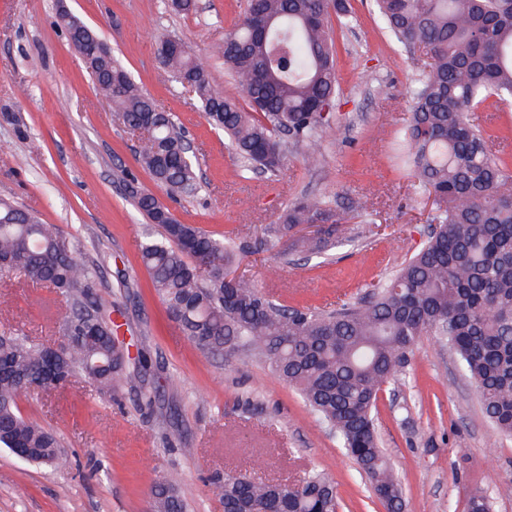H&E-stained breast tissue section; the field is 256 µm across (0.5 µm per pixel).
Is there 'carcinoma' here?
<instances>
[{
  "instance_id": "carcinoma-1",
  "label": "carcinoma",
  "mask_w": 512,
  "mask_h": 512,
  "mask_svg": "<svg viewBox=\"0 0 512 512\" xmlns=\"http://www.w3.org/2000/svg\"><path fill=\"white\" fill-rule=\"evenodd\" d=\"M332 9L348 15L344 0H249L247 17L218 48L240 88L236 97L214 88L186 42L176 49L161 44L164 64L178 82H190L206 118L245 166L275 175L286 161L282 136L316 143L326 122L316 103L333 106L338 90ZM374 9L396 41L432 55L401 141L407 169L432 200L433 229L425 247L379 279L369 298L295 307L250 279L225 278L246 254L275 249L286 261L302 249L327 248L347 220L321 198L292 200L280 223L245 239L182 223L134 177L124 195L159 229L160 238L139 244L140 262L184 334L203 352L243 351L263 360L336 434L386 512H402V489L380 448L374 410L420 337L432 332L448 346L485 415L512 436V197L499 192L512 174L492 152L480 111L491 97L512 98V0H374ZM254 14L272 21L267 34L252 29ZM58 22L127 133L148 127L137 155L152 180L173 199L195 194L199 184L174 115L155 111L98 35H82L61 15ZM304 224L318 226L317 236H296ZM1 258L9 261L1 275L67 297L54 388L84 376L108 395L122 384L134 387L146 409L159 402L147 381L151 363L144 355L130 358L94 298L96 272L75 257L58 228L0 199ZM43 353L25 337L0 342V447L19 443L38 464L58 458L59 441L22 415L18 398L22 380L41 375ZM217 489L224 512H337L336 485L316 470L275 483L226 473ZM152 497L153 512H186L171 481L156 485Z\"/></svg>"
}]
</instances>
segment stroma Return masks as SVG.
<instances>
[{
  "instance_id": "stroma-1",
  "label": "stroma",
  "mask_w": 512,
  "mask_h": 512,
  "mask_svg": "<svg viewBox=\"0 0 512 512\" xmlns=\"http://www.w3.org/2000/svg\"><path fill=\"white\" fill-rule=\"evenodd\" d=\"M350 3L351 23L329 19L339 93L315 148L289 145L279 175L240 176L223 131L158 47L168 38L191 43L213 85L238 93L216 47L243 20L247 0H196L187 14L169 0H0V198L57 225L97 270L96 296L130 355L148 353L163 403L149 413L130 386L107 397L81 376L51 393L24 390L23 416L56 433L60 459L36 464L0 447V512H152L151 488L169 478L188 512H224L213 474L269 482L310 469L335 482L338 512H385L296 388L253 356L200 351L168 318L138 259L148 225L123 194L128 176L152 180L56 24L65 11L94 28L142 92L177 116L200 179L196 195L168 203L182 222L253 237L305 194L360 210L326 253L287 266L273 253L251 254L237 268L285 304L323 306L366 296L430 232L426 197L397 159L411 92L430 61L392 39L372 0ZM483 109L495 151L512 166V104L491 98ZM67 306L45 285L0 277V332L57 344ZM376 428L406 512H466L477 491L492 512H512V436L490 423L474 384L434 336L419 338L401 380L381 393Z\"/></svg>"
}]
</instances>
